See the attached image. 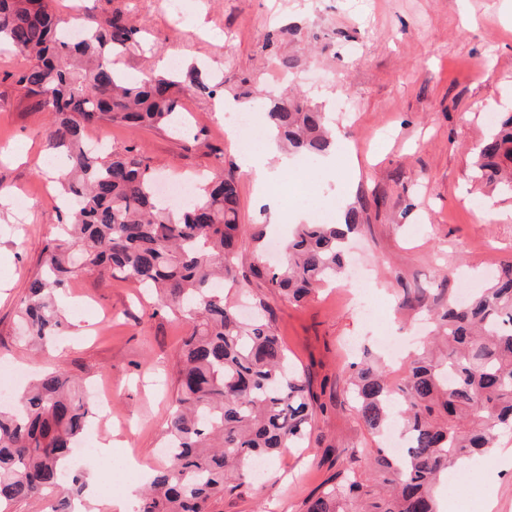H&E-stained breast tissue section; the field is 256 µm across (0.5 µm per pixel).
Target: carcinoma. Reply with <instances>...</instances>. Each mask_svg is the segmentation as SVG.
<instances>
[{"instance_id": "obj_1", "label": "carcinoma", "mask_w": 512, "mask_h": 512, "mask_svg": "<svg viewBox=\"0 0 512 512\" xmlns=\"http://www.w3.org/2000/svg\"><path fill=\"white\" fill-rule=\"evenodd\" d=\"M86 39L65 41L50 0H0V45L31 58L17 83L29 106L51 116L46 143L64 160L62 234L50 238L29 281L20 319L26 337L44 348L65 317L55 294L78 272L120 277L153 288L165 311L191 326L178 355L167 464L145 487L137 512H208L227 488L253 479L249 464L310 440L317 403L309 382L288 361L272 308L255 302L249 320L218 294L226 282L256 283L290 302L342 278L346 237L366 224L350 208L342 224H297L285 261L243 267L235 175L222 174L186 207L160 201L148 158L134 148L97 151L88 124L120 121L134 128L184 124L182 100L214 97L223 83L195 68L128 79L112 56L137 46L139 30L120 12L99 23L83 17ZM271 135L288 152L320 158L334 144L323 113L294 96L266 106ZM474 178L512 195V113L476 148ZM432 336L395 382L367 356L347 365L354 408L375 436L393 424L408 442L403 455L382 448L369 456L368 476L348 464L305 502V512H440L437 489L448 470L474 462L512 430V262L466 303L433 309ZM93 406L79 384L45 371L0 404V506L58 491L45 512H71L85 482L63 477V464L83 439Z\"/></svg>"}]
</instances>
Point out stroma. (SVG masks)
<instances>
[{
  "instance_id": "obj_1",
  "label": "stroma",
  "mask_w": 512,
  "mask_h": 512,
  "mask_svg": "<svg viewBox=\"0 0 512 512\" xmlns=\"http://www.w3.org/2000/svg\"><path fill=\"white\" fill-rule=\"evenodd\" d=\"M53 7L64 19L90 13L100 22L124 12L142 44L114 60L129 77L176 55L223 82V98L184 100L191 134L119 123L89 128L90 138L107 136L112 151L139 149L161 181L196 182L237 164L235 136L216 107L241 91L258 103L299 95L328 113L336 100L351 105L349 123L339 128L344 160L324 170L322 188L341 206L365 207L368 222L353 251L384 304L369 315L360 299L345 301L331 288L302 304L268 298L289 357L328 411L308 444L271 460L262 482L208 506L303 512L306 498L353 451L377 446L346 392L341 367L349 343L372 348L384 333L401 343L427 335L428 310L484 287L512 260V196L471 177V151L490 130L486 114L512 112V0H193L185 21L155 0H54ZM285 27L288 51L300 59L289 71L268 45ZM27 63L22 53L0 49V186L30 200L22 211L0 205V365L63 371L87 389L111 381L112 416L100 426L112 431L113 453L134 455L146 475L161 465L173 390L164 376L189 329L135 284L80 273L64 293L83 334L65 331L40 358L23 340L18 311L58 222L43 173L50 116L26 110L13 80ZM216 146L223 158L213 154ZM488 203L508 219H483L479 207ZM407 288L425 289V309L401 306ZM505 448H512V432L484 455L485 480L469 512H512Z\"/></svg>"
}]
</instances>
